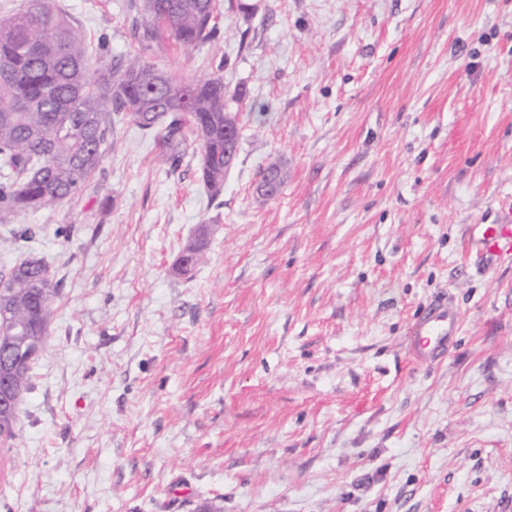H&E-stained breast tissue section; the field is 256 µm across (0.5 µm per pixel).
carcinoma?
I'll use <instances>...</instances> for the list:
<instances>
[{
  "label": "carcinoma",
  "instance_id": "carcinoma-1",
  "mask_svg": "<svg viewBox=\"0 0 512 512\" xmlns=\"http://www.w3.org/2000/svg\"><path fill=\"white\" fill-rule=\"evenodd\" d=\"M133 37L149 45L171 39L186 56L219 36L217 0H141ZM84 35L49 0H27L23 9L0 14V223L20 212L49 211L74 197L114 146L109 113L157 132L170 149L171 166L182 144L200 146L199 178L210 197L224 190V124L238 126L227 105L224 76L210 73L182 81L138 57L112 59L91 74ZM58 285L42 260L30 256L0 279V322L16 323L23 347L0 348V367L18 366L22 392L30 389L32 353L49 335ZM20 406L0 415V443L12 440Z\"/></svg>",
  "mask_w": 512,
  "mask_h": 512
}]
</instances>
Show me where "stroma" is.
<instances>
[{"label": "stroma", "instance_id": "stroma-1", "mask_svg": "<svg viewBox=\"0 0 512 512\" xmlns=\"http://www.w3.org/2000/svg\"><path fill=\"white\" fill-rule=\"evenodd\" d=\"M50 2L104 64L222 70L241 139L213 201L198 144L114 118L78 195L0 223V270L59 284L0 512H512V265L469 243L512 204V0H219L189 57L137 0ZM443 295L457 344L415 362Z\"/></svg>", "mask_w": 512, "mask_h": 512}]
</instances>
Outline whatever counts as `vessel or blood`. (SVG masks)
<instances>
[{
  "label": "vessel or blood",
  "mask_w": 512,
  "mask_h": 512,
  "mask_svg": "<svg viewBox=\"0 0 512 512\" xmlns=\"http://www.w3.org/2000/svg\"><path fill=\"white\" fill-rule=\"evenodd\" d=\"M471 248L483 266L512 262V216L501 224L472 227ZM461 330V314L452 303L439 299L429 304L417 324L418 339L410 347L416 361H435L456 345Z\"/></svg>",
  "instance_id": "vessel-or-blood-1"
}]
</instances>
